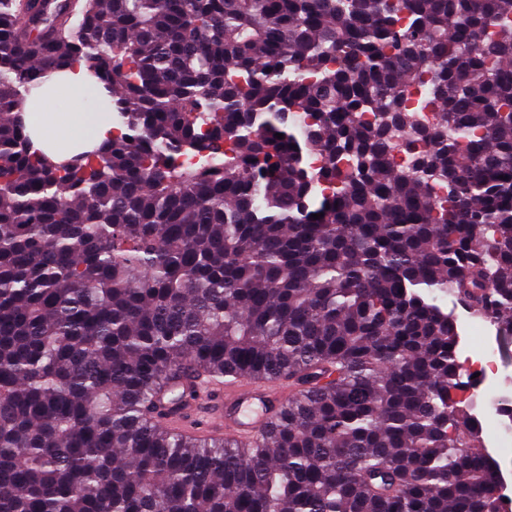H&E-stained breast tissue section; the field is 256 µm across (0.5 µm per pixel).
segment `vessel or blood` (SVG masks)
<instances>
[{
	"label": "vessel or blood",
	"instance_id": "vessel-or-blood-1",
	"mask_svg": "<svg viewBox=\"0 0 512 512\" xmlns=\"http://www.w3.org/2000/svg\"><path fill=\"white\" fill-rule=\"evenodd\" d=\"M293 393L287 381L240 378L207 388L166 421L175 433H201L249 440L262 432L275 410Z\"/></svg>",
	"mask_w": 512,
	"mask_h": 512
}]
</instances>
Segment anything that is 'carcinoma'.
I'll use <instances>...</instances> for the list:
<instances>
[{
  "mask_svg": "<svg viewBox=\"0 0 512 512\" xmlns=\"http://www.w3.org/2000/svg\"><path fill=\"white\" fill-rule=\"evenodd\" d=\"M450 291L512 336V0H0V512H503ZM229 374L269 437L160 426ZM86 67L84 64L71 69L70 71L63 73H54L52 80L48 82L42 89L49 87L47 96L49 93L56 90V86L60 83L61 85L58 90L69 95L72 98H80L88 95L87 81L85 80ZM25 112L31 118V129L38 134L35 138L44 149H51L57 153H67L82 146L100 145L101 142L115 133L112 125L109 124L98 111L89 112H68L67 120L59 124L52 113L45 112L29 100L25 106ZM46 131L51 135L43 139L42 134Z\"/></svg>",
  "mask_w": 512,
  "mask_h": 512,
  "instance_id": "obj_1",
  "label": "carcinoma"
}]
</instances>
